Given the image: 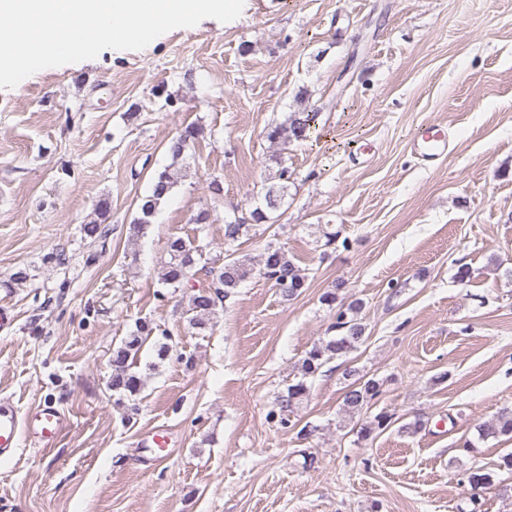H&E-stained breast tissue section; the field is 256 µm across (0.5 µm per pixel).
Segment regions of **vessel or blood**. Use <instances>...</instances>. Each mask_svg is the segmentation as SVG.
<instances>
[{"label":"vessel or blood","mask_w":512,"mask_h":512,"mask_svg":"<svg viewBox=\"0 0 512 512\" xmlns=\"http://www.w3.org/2000/svg\"><path fill=\"white\" fill-rule=\"evenodd\" d=\"M419 157L434 162L447 156L448 139L441 134L423 133L415 143ZM65 415L55 405L45 404L28 413L4 400L0 401V459L12 458L23 438L29 437L45 448L53 447L64 427Z\"/></svg>","instance_id":"b4317fda"}]
</instances>
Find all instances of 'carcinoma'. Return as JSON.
I'll return each mask as SVG.
<instances>
[{
  "label": "carcinoma",
  "instance_id": "obj_1",
  "mask_svg": "<svg viewBox=\"0 0 512 512\" xmlns=\"http://www.w3.org/2000/svg\"><path fill=\"white\" fill-rule=\"evenodd\" d=\"M316 116L315 112H295L285 122L270 125L266 130V138L272 143L305 140L315 129ZM202 134L203 128L201 127L186 128L170 147L172 159L181 158L190 144ZM289 179L288 168H281L278 171L277 183L269 186L265 192L268 209H277L288 189ZM175 184V174L169 170L166 169L157 175L149 194L141 198L140 217L130 227L129 243L134 244L140 239L146 224L150 223V218L168 197ZM109 210L110 204L107 200L99 202L96 208L97 220L84 227L88 237H105L102 225ZM166 252L168 261L164 265V283L174 288L189 283L192 269L203 258V250L190 239L173 237L167 242ZM259 266L262 274L276 283L280 282L283 277L288 278L286 286L283 287V291L288 297L299 295L301 290L307 287L305 276L288 256V251L275 242L266 243ZM254 269L253 259L247 254L231 253L225 256L224 263L215 271L213 290L201 291L192 297L190 308L192 316L189 318V322L200 329L206 327L215 312L217 302L232 294L242 282L252 275ZM360 309L361 303L358 301H353L347 307L339 309L334 325L338 334L313 347L306 354L301 365L303 379L289 385L286 391L278 397L277 409L268 413L269 419H276L280 425L288 426V412L309 393L306 379L315 377L330 360L344 357L364 343L365 327L357 318ZM152 333V324L143 321L139 324L136 335L124 340L119 347L113 350L112 390L129 396H134L141 391L144 380L138 373L131 371L129 360L134 358ZM344 376L353 379V382L347 385L343 395L344 410L352 413L359 412L379 396L380 384L378 381L365 380L357 376V372L351 369L347 370ZM391 424L392 415L386 411H380L360 423L357 430L358 438L367 440L375 433L384 432ZM479 436L483 440L502 436L512 438V410L501 411L494 422L481 429ZM467 482L470 485L475 483L479 488H490L494 485V472L483 468L473 469L467 474Z\"/></svg>",
  "mask_w": 512,
  "mask_h": 512
}]
</instances>
